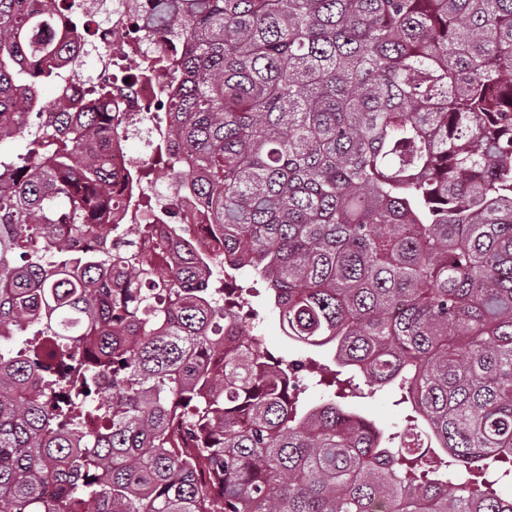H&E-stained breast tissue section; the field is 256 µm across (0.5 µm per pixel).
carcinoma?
<instances>
[{"label":"carcinoma","mask_w":512,"mask_h":512,"mask_svg":"<svg viewBox=\"0 0 512 512\" xmlns=\"http://www.w3.org/2000/svg\"><path fill=\"white\" fill-rule=\"evenodd\" d=\"M78 10L0 0V512H214L204 473L222 512H512V0H157L189 257L136 246L153 170L112 188L123 118L39 64L100 52L98 14L40 40ZM237 273L335 367L222 346ZM388 386L398 426L346 403Z\"/></svg>","instance_id":"1"}]
</instances>
